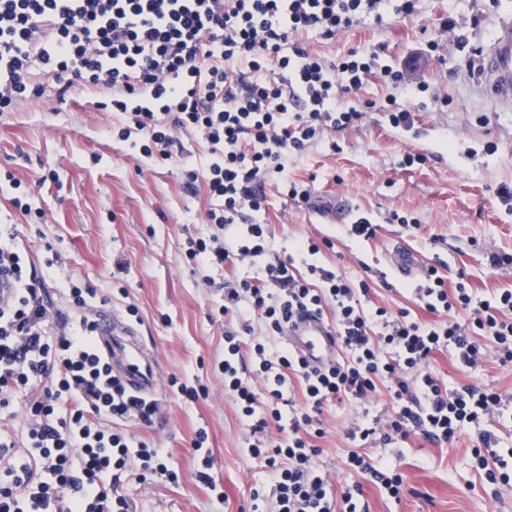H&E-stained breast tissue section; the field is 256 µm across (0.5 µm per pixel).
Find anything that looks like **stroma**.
I'll return each mask as SVG.
<instances>
[{"label": "stroma", "mask_w": 512, "mask_h": 512, "mask_svg": "<svg viewBox=\"0 0 512 512\" xmlns=\"http://www.w3.org/2000/svg\"><path fill=\"white\" fill-rule=\"evenodd\" d=\"M420 7L415 18L355 27L319 49L336 60L351 48L380 43L395 61L418 57L409 79L446 90L447 110L412 102L415 132L401 136L375 109L358 128L337 134V150L314 147L289 159V179L311 184L310 203H284L276 185L266 187L273 253L288 255L303 238L328 239L318 262L352 277L371 270L373 301L392 311L416 309L415 283L386 274L395 241L415 251L422 265L445 262L448 283L462 272L476 291L512 289V268L495 269L487 261L491 252L512 248V203L498 195L501 186H512V110L494 103L485 74L460 73L467 59L486 64L497 26L512 18V0H421ZM446 17L465 34L467 49L440 30ZM431 40L438 50L428 57ZM116 120L78 90L63 104L48 92L1 114L0 224L14 225L18 244L33 260L57 254L59 273L94 288L100 309L121 312L136 305L134 326L155 351L163 376L208 389L207 397L191 402L164 386L160 416L148 424L127 422L137 438L164 449L179 475L172 483L143 477L135 468L124 472L119 491L131 512H274L272 479L250 456L248 427L216 371L224 357L218 285L231 273L256 274L264 260L223 268L188 264L187 239L212 233L204 221L206 191L186 192L174 165L134 158L130 142L112 133ZM489 142L497 144L496 152L486 151ZM407 153L426 161L401 168ZM17 195L28 199L32 213L11 205ZM341 199L377 222L374 239L355 241L344 223L332 222L330 212ZM393 211L417 218V227L386 223ZM430 368L448 387L477 383L512 397V364L494 357L465 370L444 351ZM359 410L353 402L324 408L326 435L317 444L320 463L334 476V493L361 483L369 512H512V484H488L473 469L469 432L441 447L419 437L367 444V456L402 475L399 499L359 479L342 462L346 429ZM201 429L209 436L215 492L194 478L193 441Z\"/></svg>", "instance_id": "obj_1"}]
</instances>
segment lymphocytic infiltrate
I'll use <instances>...</instances> for the list:
<instances>
[{
    "label": "lymphocytic infiltrate",
    "instance_id": "f902f5d3",
    "mask_svg": "<svg viewBox=\"0 0 512 512\" xmlns=\"http://www.w3.org/2000/svg\"><path fill=\"white\" fill-rule=\"evenodd\" d=\"M418 11L419 0H0V112L41 98L47 75L61 100L81 86L96 108L122 115L119 138L177 164L187 191L205 186L214 232L189 241V261L223 266L265 257L266 184L279 182L292 201L309 200V185L289 180L288 160L360 126L368 103L359 93L370 77L401 92L382 105L393 129H413L409 102L448 104L447 94L383 63L378 49L353 48L332 61L310 38L332 40L387 14L410 19ZM191 135L208 148L205 168L182 161ZM15 239L12 225L1 224L0 275L13 277L16 294L0 307V411L25 399L27 433L20 442L0 429V512H129L117 490L124 471L136 465L173 476L162 449L123 428L132 417L152 422L158 405L113 379L87 316L95 289L59 276L54 260L36 267ZM294 250L267 260L257 276L225 277L219 308L238 324L224 333V390L248 423L250 455L273 476L275 512H367L360 485L331 494L311 440L324 435L327 403L369 401L383 383L393 414L384 424L358 416L347 431L355 446L416 431L448 444L471 428L479 474L492 484L512 482V448L501 447L490 428L512 401L490 388L448 389L429 369L442 350L477 367L482 336L493 338L500 363H512V289L482 296L462 281L448 285L429 266L416 299L434 320L423 323L408 309L373 303L367 280L315 263L299 271L295 254L321 250L314 239ZM51 287L65 309L54 307ZM328 306L344 359L321 370L287 348L267 359L255 325L279 336L298 315ZM291 378L302 392L298 409L290 406ZM272 427L280 440L268 437ZM344 463L399 498L402 477L387 465L355 448Z\"/></svg>",
    "mask_w": 512,
    "mask_h": 512
}]
</instances>
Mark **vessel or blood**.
I'll use <instances>...</instances> for the list:
<instances>
[{
	"label": "vessel or blood",
	"mask_w": 512,
	"mask_h": 512,
	"mask_svg": "<svg viewBox=\"0 0 512 512\" xmlns=\"http://www.w3.org/2000/svg\"><path fill=\"white\" fill-rule=\"evenodd\" d=\"M493 62L487 73L490 94L501 107L512 106V22L502 21L497 38L490 47ZM392 268L397 279L418 276L421 265L418 256L410 249L395 246L392 251ZM91 320L96 324L97 345L103 349L114 370L132 393L155 392L159 376L145 348L136 338L135 328L117 311L91 310ZM288 345L309 367L321 369L335 360L338 342L331 327L322 315L313 313L287 327Z\"/></svg>",
	"instance_id": "1"
}]
</instances>
